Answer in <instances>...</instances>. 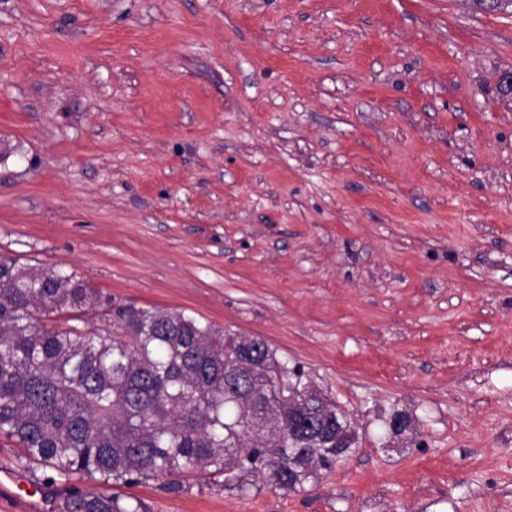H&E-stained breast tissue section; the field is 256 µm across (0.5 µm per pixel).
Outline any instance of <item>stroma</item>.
I'll return each mask as SVG.
<instances>
[{
  "instance_id": "obj_1",
  "label": "stroma",
  "mask_w": 512,
  "mask_h": 512,
  "mask_svg": "<svg viewBox=\"0 0 512 512\" xmlns=\"http://www.w3.org/2000/svg\"><path fill=\"white\" fill-rule=\"evenodd\" d=\"M508 69L512 16L462 0H0V253L263 338L359 438L295 493H98L512 512ZM19 453L0 436V512L45 480Z\"/></svg>"
}]
</instances>
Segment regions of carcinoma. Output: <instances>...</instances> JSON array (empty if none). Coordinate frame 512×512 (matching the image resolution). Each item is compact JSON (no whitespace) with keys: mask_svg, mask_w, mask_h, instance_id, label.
Returning <instances> with one entry per match:
<instances>
[{"mask_svg":"<svg viewBox=\"0 0 512 512\" xmlns=\"http://www.w3.org/2000/svg\"><path fill=\"white\" fill-rule=\"evenodd\" d=\"M100 319L104 326L89 330ZM312 379L260 341L203 317L125 305L61 267L0 254V435L19 465L65 484L59 512H141L91 483L136 485L209 472L240 492L285 493L354 452L358 435L334 401H303ZM257 390L255 414L236 396ZM284 423L258 433L265 405ZM253 481H247V478Z\"/></svg>","mask_w":512,"mask_h":512,"instance_id":"cac0c4a2","label":"carcinoma"}]
</instances>
